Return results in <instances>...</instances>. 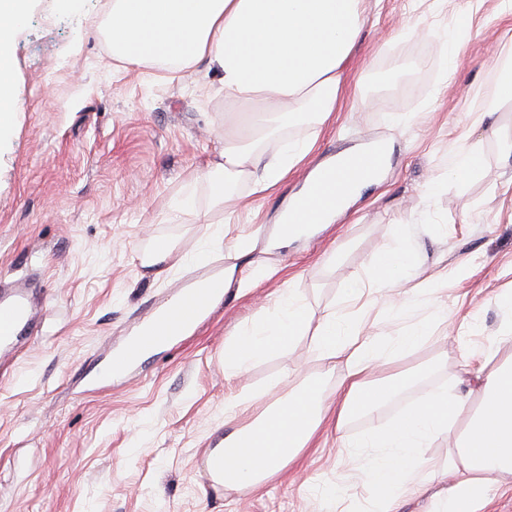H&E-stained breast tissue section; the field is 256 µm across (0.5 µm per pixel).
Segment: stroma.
<instances>
[{"label":"stroma","mask_w":512,"mask_h":512,"mask_svg":"<svg viewBox=\"0 0 512 512\" xmlns=\"http://www.w3.org/2000/svg\"><path fill=\"white\" fill-rule=\"evenodd\" d=\"M466 5L367 0L331 119L290 127L262 147L270 157L284 142L311 139L308 158L264 197L240 183L246 205L235 212L210 207L201 183L195 211L180 213L175 201L187 178L204 172L225 127L239 120L221 73L204 62L166 70L113 58L112 0H32L13 47L20 110L0 143V280H33L47 316L0 380V512H368L378 492L364 481L348 480L338 505L323 494L348 479L337 446L367 431L368 415L319 433L313 448L245 496L214 490L204 456L245 421L226 412L232 395L260 390L270 405L306 380L335 392L340 374L320 358L313 326L341 310L350 273H366L398 228L421 269L447 274V306L423 295L394 317L370 308L365 323L391 334L435 324L430 340L397 364L444 361L384 416L395 417L426 388L469 381L465 347L497 336L504 314L494 295L512 289V194L500 191L512 155L490 130H512V108L479 126L472 112L488 107L512 59V15L495 17L487 6L475 12L466 58L454 66L438 33L452 29ZM418 17L428 34L403 28ZM367 140L391 149L382 179L314 237L273 245L272 228L312 168ZM464 142L480 144L483 173L424 196ZM167 240L172 255L143 267V254ZM203 246L209 259L195 262ZM229 267L223 299L192 334L143 356L125 377L99 379L137 317L191 276ZM285 288L307 305L311 327L290 348L225 379V343L273 311ZM447 310L467 315L469 340L440 329ZM282 377L288 386H279Z\"/></svg>","instance_id":"obj_1"}]
</instances>
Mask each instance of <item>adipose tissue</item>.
Here are the masks:
<instances>
[{"label": "adipose tissue", "mask_w": 512, "mask_h": 512, "mask_svg": "<svg viewBox=\"0 0 512 512\" xmlns=\"http://www.w3.org/2000/svg\"><path fill=\"white\" fill-rule=\"evenodd\" d=\"M365 0H112L107 33L112 54L137 66L188 67L208 60L223 74L224 94L255 107L262 136L302 122H326L336 110L346 64L356 45ZM28 0H0V138L12 129L20 99L12 45L27 14ZM313 149L302 141L267 158L255 143L228 136L204 176H191L175 206L195 207V188L206 180L214 205L239 208L234 185L249 180L251 192L281 183ZM479 144L458 148L445 180L427 184L434 196L444 182H464L482 173ZM420 278L406 232L374 257L366 274H352L341 315L328 314L316 327V347L330 367H343L340 403L320 385L305 384L276 407L224 437V485L247 493L279 474L308 448L328 415L344 424L353 414L370 415L371 431L347 443L344 455L356 478L381 492L373 512H398L407 497L428 500L426 512H477L488 487L512 480V289L495 294L505 312L498 336L469 352L476 370L473 388L438 387L405 409L394 422L379 410L420 376L421 367L390 371L398 353L421 347L432 326L418 322L396 334L367 333L355 311L365 292L380 295L388 311L408 305L430 289ZM294 290H282L273 312L224 346V374L239 375L251 363L290 346L308 323ZM455 434L442 467L428 464L423 447Z\"/></svg>", "instance_id": "adipose-tissue-1"}]
</instances>
